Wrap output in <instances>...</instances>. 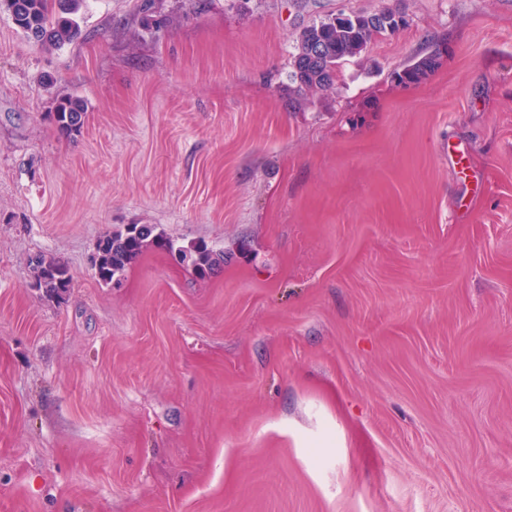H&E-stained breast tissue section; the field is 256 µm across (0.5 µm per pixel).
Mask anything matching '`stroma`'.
Returning <instances> with one entry per match:
<instances>
[{
	"instance_id": "1",
	"label": "stroma",
	"mask_w": 512,
	"mask_h": 512,
	"mask_svg": "<svg viewBox=\"0 0 512 512\" xmlns=\"http://www.w3.org/2000/svg\"><path fill=\"white\" fill-rule=\"evenodd\" d=\"M395 5L405 26L296 95L301 26ZM76 20L48 49L0 8V512H512V0ZM129 224L224 264L151 247L104 284L95 243ZM436 57L437 53L435 52L414 64L408 65L401 71L394 72V78L403 85L418 82L424 78L428 70L435 64ZM85 108L78 97L63 98L56 104L50 120L61 137L71 138L78 134L84 125ZM34 283L46 298H59L72 286V276L64 263L39 255L31 261Z\"/></svg>"
}]
</instances>
